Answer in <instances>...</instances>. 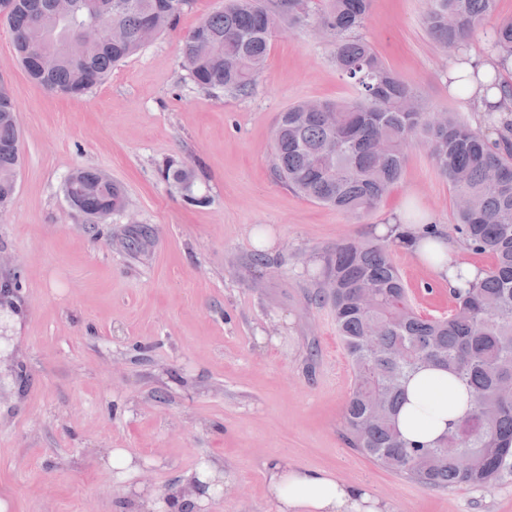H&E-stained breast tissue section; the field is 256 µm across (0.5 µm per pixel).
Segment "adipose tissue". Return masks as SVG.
Returning a JSON list of instances; mask_svg holds the SVG:
<instances>
[{
    "label": "adipose tissue",
    "instance_id": "adipose-tissue-1",
    "mask_svg": "<svg viewBox=\"0 0 512 512\" xmlns=\"http://www.w3.org/2000/svg\"><path fill=\"white\" fill-rule=\"evenodd\" d=\"M379 234L410 251L449 288L461 278H474L476 269L457 267L448 258V243L431 225L398 215L380 225ZM466 411L463 396L448 385L446 377L424 376L409 387L408 402L399 415L403 433L414 440H431L444 434L450 419ZM267 485L277 512H387L388 506L362 486L336 480L329 473L298 468L280 459L267 467Z\"/></svg>",
    "mask_w": 512,
    "mask_h": 512
}]
</instances>
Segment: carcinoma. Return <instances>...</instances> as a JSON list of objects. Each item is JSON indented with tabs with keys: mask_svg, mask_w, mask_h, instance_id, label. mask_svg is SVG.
Instances as JSON below:
<instances>
[{
	"mask_svg": "<svg viewBox=\"0 0 512 512\" xmlns=\"http://www.w3.org/2000/svg\"><path fill=\"white\" fill-rule=\"evenodd\" d=\"M7 15L14 49L25 63L37 51L29 40L26 4L62 39H76L94 18L93 0H21ZM425 22L450 51H464L475 33L490 30L488 52L497 68L484 76L486 130L453 113L433 116L420 95L386 66L374 48L354 35L371 0H225L181 37L183 64L205 90L247 95L261 74L273 34L318 26L331 38L333 61L358 91L348 103L325 109L297 102L280 114L273 166L288 188L345 215L360 218L377 208L400 179L407 151L423 146L453 191L456 231L466 247L492 257L480 275L453 289L446 317L413 308L387 245L343 239L326 251L323 279L336 327L351 359L355 381L343 411V439L352 450L427 489L487 486L512 458V83L501 72L512 64V18L494 20L497 0H429ZM168 0H116L101 21L121 31L84 56L62 58L29 77L51 91L79 97L104 82L112 67L169 29L180 10ZM17 107L0 84V208L10 199L21 163ZM165 180L191 192L194 171L173 160ZM90 217L126 206L124 188L100 171L81 167L68 177ZM442 371L469 395L466 413L433 442L407 438L398 424L410 381Z\"/></svg>",
	"mask_w": 512,
	"mask_h": 512,
	"instance_id": "cac0c4a2",
	"label": "carcinoma"
}]
</instances>
